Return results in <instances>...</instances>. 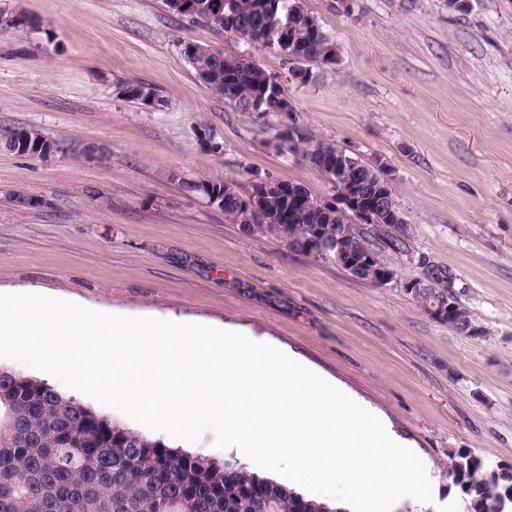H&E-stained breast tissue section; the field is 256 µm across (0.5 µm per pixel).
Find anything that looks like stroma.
I'll use <instances>...</instances> for the list:
<instances>
[{"label":"stroma","instance_id":"1","mask_svg":"<svg viewBox=\"0 0 512 512\" xmlns=\"http://www.w3.org/2000/svg\"><path fill=\"white\" fill-rule=\"evenodd\" d=\"M303 4L338 57L301 84L280 52L166 0H0V291L265 336L424 460L433 503L395 512H464L449 454L512 464V0ZM185 41L251 57L314 139L383 162L409 233V252H383L393 281L244 235L188 190L221 179L245 193L260 175L334 194L279 148L288 118L205 91ZM128 83L160 106L128 99ZM20 127L51 151L10 150ZM412 278L450 289L477 335L425 313Z\"/></svg>","mask_w":512,"mask_h":512}]
</instances>
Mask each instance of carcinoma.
<instances>
[{
    "mask_svg": "<svg viewBox=\"0 0 512 512\" xmlns=\"http://www.w3.org/2000/svg\"><path fill=\"white\" fill-rule=\"evenodd\" d=\"M217 10L213 0H187L180 7L167 0L175 14L201 22L217 31L248 35L264 48L303 58L306 64H334L324 30H313L317 21L299 0H224ZM205 90L224 97L241 112L271 99L278 82L251 58L226 56L214 51L201 67H194ZM279 138L289 150H300L311 164L329 174V159L341 169L334 173L336 194L357 192L360 201L373 199L381 190L392 191L385 166H373L345 150L313 138L300 127L286 128ZM298 201L295 214L282 230L273 224L278 211L271 196L268 223L246 222V209L230 202L224 214L239 223L241 231L262 234L285 243L288 249L308 255L302 242L318 228L337 225L352 243H363L374 253L373 265L355 278L377 284L378 272L388 266L365 228L353 221V212L331 209L304 187L285 182ZM404 220L376 215L375 226L384 244L394 251L408 247ZM449 290L438 283L414 296L422 308ZM453 301L451 328L465 332L472 325L457 298ZM447 475L466 496L467 512H512V464L493 468L481 459L457 452L450 456ZM0 512H338L307 499L286 486L247 470L233 456L222 461L192 454L127 428L67 396L49 382L0 367Z\"/></svg>",
    "mask_w": 512,
    "mask_h": 512,
    "instance_id": "cac0c4a2",
    "label": "carcinoma"
}]
</instances>
